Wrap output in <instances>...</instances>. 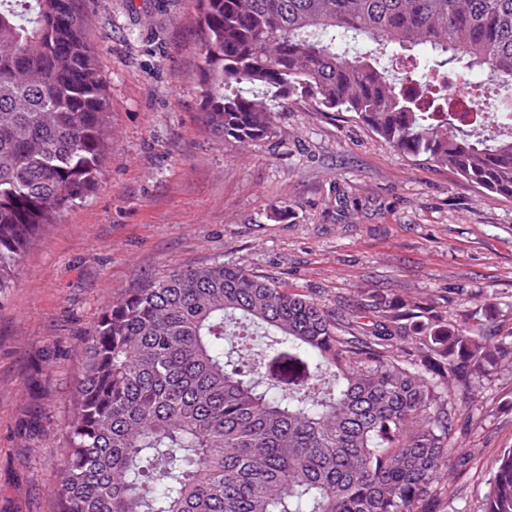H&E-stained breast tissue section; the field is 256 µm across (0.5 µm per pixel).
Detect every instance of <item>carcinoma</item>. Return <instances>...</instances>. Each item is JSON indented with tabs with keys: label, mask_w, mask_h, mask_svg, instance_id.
Returning <instances> with one entry per match:
<instances>
[{
	"label": "carcinoma",
	"mask_w": 512,
	"mask_h": 512,
	"mask_svg": "<svg viewBox=\"0 0 512 512\" xmlns=\"http://www.w3.org/2000/svg\"><path fill=\"white\" fill-rule=\"evenodd\" d=\"M85 0H0V297L89 193L107 105ZM203 111L239 143L274 113L349 112L512 199V0H195ZM479 70L463 102L441 68ZM262 330L281 352L257 361ZM58 512H424L477 384L512 365L489 303L455 319L368 289L331 309L238 265L147 282L83 337ZM483 512H512V448Z\"/></svg>",
	"instance_id": "obj_1"
}]
</instances>
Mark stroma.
I'll use <instances>...</instances> for the list:
<instances>
[{
    "instance_id": "1",
    "label": "stroma",
    "mask_w": 512,
    "mask_h": 512,
    "mask_svg": "<svg viewBox=\"0 0 512 512\" xmlns=\"http://www.w3.org/2000/svg\"><path fill=\"white\" fill-rule=\"evenodd\" d=\"M86 10L106 147L88 196L36 235L0 298V512H57L80 340L112 301L170 270L241 264L329 307L367 288L452 316L492 302L512 327V200L396 151L347 112L293 106L274 138L223 139L202 110L194 0ZM505 448L511 368L479 388L428 512H482Z\"/></svg>"
}]
</instances>
